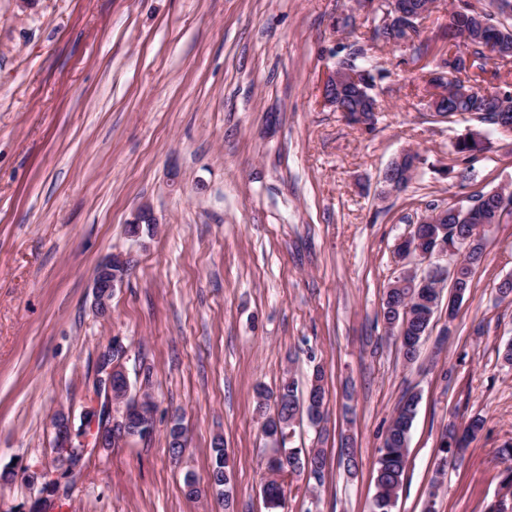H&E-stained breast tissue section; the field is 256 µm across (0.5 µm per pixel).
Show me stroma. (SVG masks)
I'll list each match as a JSON object with an SVG mask.
<instances>
[{
	"instance_id": "obj_1",
	"label": "stroma",
	"mask_w": 512,
	"mask_h": 512,
	"mask_svg": "<svg viewBox=\"0 0 512 512\" xmlns=\"http://www.w3.org/2000/svg\"><path fill=\"white\" fill-rule=\"evenodd\" d=\"M350 0H0V512H31L35 473L58 481L51 512H266L272 452L258 387L285 371L308 387L323 371L322 480L286 476L288 512H372L377 450L402 396H420L393 512H486L512 442V215L456 310L440 304L414 362L380 310L398 271L394 247L430 205L512 185V135L470 115L432 116L425 77L446 46L448 5L423 21L428 51L382 44L374 130L325 104L334 54L367 22L340 25ZM481 135L471 163L458 138ZM421 164L382 195L401 150ZM157 220L130 236L141 208ZM131 257L108 315L93 308L106 256ZM126 349L134 394L155 403L149 437L93 443L96 362ZM68 412L80 458L62 462L52 420ZM484 429L462 460L441 464L446 428ZM186 429L182 462L168 433ZM361 460L337 463L344 434ZM223 437L233 499L188 497L206 484ZM440 491H433L434 482Z\"/></svg>"
}]
</instances>
